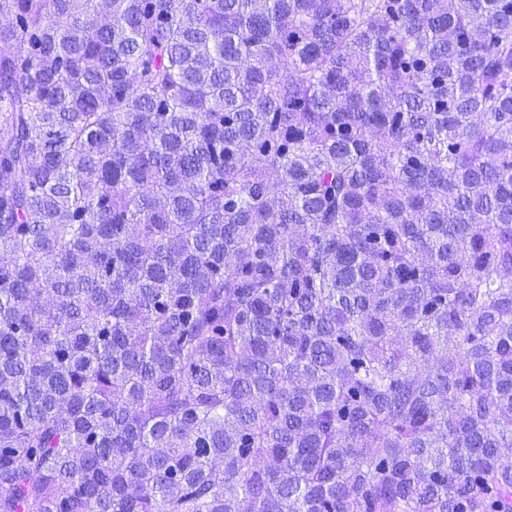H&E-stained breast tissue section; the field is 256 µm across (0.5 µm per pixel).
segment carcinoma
Returning <instances> with one entry per match:
<instances>
[{
	"mask_svg": "<svg viewBox=\"0 0 512 512\" xmlns=\"http://www.w3.org/2000/svg\"><path fill=\"white\" fill-rule=\"evenodd\" d=\"M0 512H512V0H0Z\"/></svg>",
	"mask_w": 512,
	"mask_h": 512,
	"instance_id": "1",
	"label": "carcinoma"
}]
</instances>
